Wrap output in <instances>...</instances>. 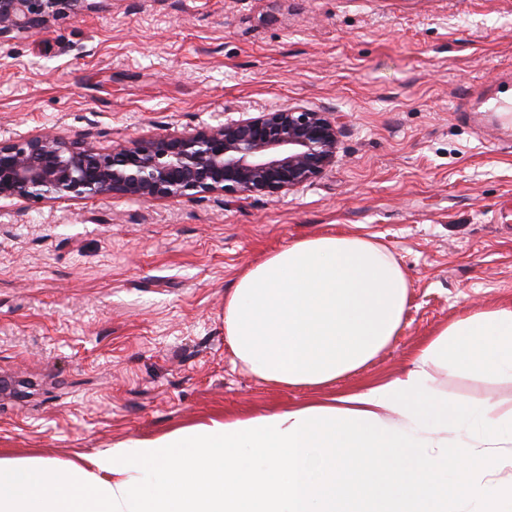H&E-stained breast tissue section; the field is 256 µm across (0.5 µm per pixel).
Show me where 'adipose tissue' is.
<instances>
[{
  "label": "adipose tissue",
  "instance_id": "adipose-tissue-1",
  "mask_svg": "<svg viewBox=\"0 0 512 512\" xmlns=\"http://www.w3.org/2000/svg\"><path fill=\"white\" fill-rule=\"evenodd\" d=\"M408 302L384 245L318 235L239 276L224 330L262 380L323 386L387 346ZM435 368L512 377V305L451 322L401 376L324 404L213 419L66 470L0 459V512H512V414L449 403Z\"/></svg>",
  "mask_w": 512,
  "mask_h": 512
}]
</instances>
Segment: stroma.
<instances>
[{
    "mask_svg": "<svg viewBox=\"0 0 512 512\" xmlns=\"http://www.w3.org/2000/svg\"><path fill=\"white\" fill-rule=\"evenodd\" d=\"M0 42V141L109 148L288 106L334 113V166L276 196L0 200V456L79 455L284 411L410 368L457 318L512 305V129L459 113L512 71V0H94ZM385 244L409 279L400 332L326 387L235 366L224 295L287 244ZM449 402L512 412V379L434 371Z\"/></svg>",
    "mask_w": 512,
    "mask_h": 512,
    "instance_id": "stroma-1",
    "label": "stroma"
}]
</instances>
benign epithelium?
Here are the masks:
<instances>
[{"label": "benign epithelium", "instance_id": "1", "mask_svg": "<svg viewBox=\"0 0 512 512\" xmlns=\"http://www.w3.org/2000/svg\"><path fill=\"white\" fill-rule=\"evenodd\" d=\"M86 7L87 0H0V40L41 29L52 18L76 17ZM337 153L335 119L302 106L112 148L47 131L0 142V199L274 196L324 173Z\"/></svg>", "mask_w": 512, "mask_h": 512}]
</instances>
